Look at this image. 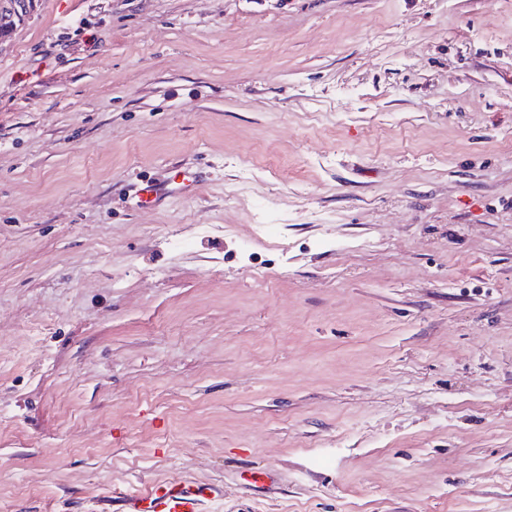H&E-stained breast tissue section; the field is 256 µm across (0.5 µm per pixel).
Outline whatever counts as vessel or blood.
<instances>
[{
  "label": "vessel or blood",
  "mask_w": 512,
  "mask_h": 512,
  "mask_svg": "<svg viewBox=\"0 0 512 512\" xmlns=\"http://www.w3.org/2000/svg\"><path fill=\"white\" fill-rule=\"evenodd\" d=\"M194 185V177L186 175L171 186L147 185L139 189L138 195L152 201L166 194L189 193ZM218 495L216 488L208 486L194 489L174 479L112 492L113 498L119 500L122 512H203L205 502Z\"/></svg>",
  "instance_id": "vessel-or-blood-1"
}]
</instances>
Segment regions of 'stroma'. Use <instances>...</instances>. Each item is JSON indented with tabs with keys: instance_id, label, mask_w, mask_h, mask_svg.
Segmentation results:
<instances>
[{
	"instance_id": "35a3bbf8",
	"label": "stroma",
	"mask_w": 512,
	"mask_h": 512,
	"mask_svg": "<svg viewBox=\"0 0 512 512\" xmlns=\"http://www.w3.org/2000/svg\"><path fill=\"white\" fill-rule=\"evenodd\" d=\"M169 479L512 512V0H34L0 45V512ZM194 185L195 178L185 173L183 174L182 180L180 182L174 181V185H172L171 187H169L168 185H146L145 187L138 190V196L140 199H143L145 197V200H148L150 202L152 200H155L158 196L166 194L175 195L189 193L194 187Z\"/></svg>"
}]
</instances>
